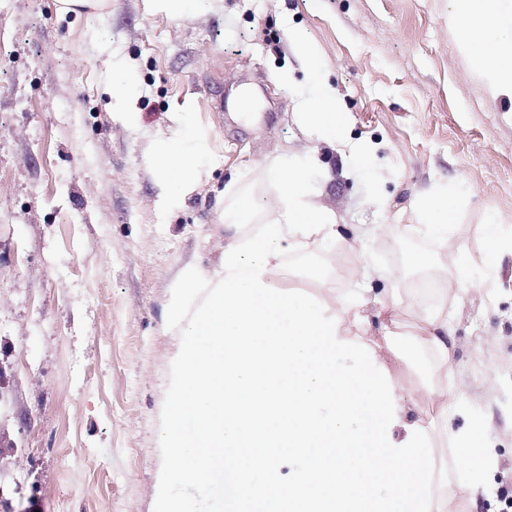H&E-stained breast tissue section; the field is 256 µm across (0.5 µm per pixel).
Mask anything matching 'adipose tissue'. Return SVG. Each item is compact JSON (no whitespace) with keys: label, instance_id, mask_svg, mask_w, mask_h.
<instances>
[{"label":"adipose tissue","instance_id":"1","mask_svg":"<svg viewBox=\"0 0 512 512\" xmlns=\"http://www.w3.org/2000/svg\"><path fill=\"white\" fill-rule=\"evenodd\" d=\"M449 18L493 94L512 100V0H451ZM301 118L323 141L344 130L346 117L319 70L311 72ZM208 152L183 126L155 155L162 182L179 186L164 194L167 210L193 192L197 161ZM273 189L268 215L252 195L235 192L220 271L189 265L176 283L171 319L183 342L168 379L163 441L173 465L156 486L158 512H448V465L436 442L457 408L442 405L424 423L393 372L401 364L429 381L451 374L446 293L425 308L415 331L404 332L392 315L399 296L380 298L372 318L357 287L351 301L334 305L278 288L283 259L313 241L347 238L331 211L307 202V163L286 165ZM426 212L418 233L446 246L453 196L441 193ZM453 436L472 474L486 476L498 451L481 426ZM250 470L255 478L242 480ZM218 476L223 509L184 496L185 486Z\"/></svg>","mask_w":512,"mask_h":512}]
</instances>
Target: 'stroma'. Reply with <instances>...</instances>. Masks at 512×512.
Listing matches in <instances>:
<instances>
[{
    "label": "stroma",
    "mask_w": 512,
    "mask_h": 512,
    "mask_svg": "<svg viewBox=\"0 0 512 512\" xmlns=\"http://www.w3.org/2000/svg\"><path fill=\"white\" fill-rule=\"evenodd\" d=\"M450 0H152L64 14L0 0V503L11 512H156L170 467L160 433L181 338L173 287L191 261L220 270L232 191L271 202L284 160L315 156L310 201L356 228L350 246L288 256L279 287L344 296L373 265L374 295L430 271L448 294L452 385L399 378L416 414L464 402L498 448L487 479H457L448 512H501L512 496V101L493 97L448 23ZM301 31L346 117L330 144L297 121L309 68ZM126 100L112 96V70ZM139 112L125 124V107ZM210 152L177 211L148 158L178 123ZM364 148L363 158L354 151ZM459 194L445 250L414 232L441 186ZM501 241L483 249L488 224Z\"/></svg>",
    "instance_id": "1"
}]
</instances>
